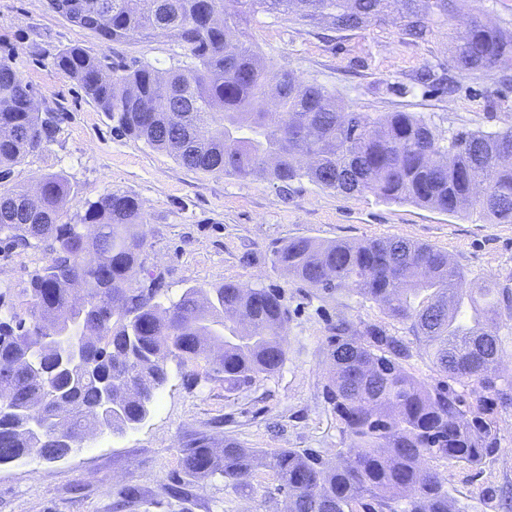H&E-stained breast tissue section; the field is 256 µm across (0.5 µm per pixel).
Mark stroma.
Returning <instances> with one entry per match:
<instances>
[{
  "label": "stroma",
  "instance_id": "1",
  "mask_svg": "<svg viewBox=\"0 0 512 512\" xmlns=\"http://www.w3.org/2000/svg\"><path fill=\"white\" fill-rule=\"evenodd\" d=\"M477 11L512 30V0H459L424 42L391 23L337 32L267 14L257 15L247 34L263 61L325 86L354 111L420 112L443 133L496 131L512 125V66L475 74L448 70V36L462 32L467 15ZM72 44L115 66L142 62L162 71L183 57L166 32L108 44L49 10L46 0H0V55L13 54L39 108L59 117L54 141L0 178V191H33L44 176H62L71 186L64 209L72 219L109 191L137 198L148 218L139 281L161 277L169 300L188 287L227 281L280 289L290 311L287 354L276 373L234 390L205 363L170 361L169 381L138 428L94 432L60 461L32 455L0 465V512H281L284 496L266 468L255 471V494L247 500L222 479L185 476L184 449L220 448L233 438L247 448H312L335 456L345 442L322 394L329 326L343 317L384 323L399 336L408 330L372 301L315 295L274 266L275 250L298 236L320 242L400 236L447 252L472 282L512 287V223H488L475 206L448 215L369 193L346 196L305 179L282 186L186 168L167 152L121 135L78 84L54 68V54ZM49 259L44 247L0 240L1 317L18 306L19 289ZM495 417L499 449L484 464L429 462L469 512H512L501 497L512 487V406L496 408Z\"/></svg>",
  "mask_w": 512,
  "mask_h": 512
}]
</instances>
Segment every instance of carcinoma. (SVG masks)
Masks as SVG:
<instances>
[{"instance_id":"carcinoma-1","label":"carcinoma","mask_w":512,"mask_h":512,"mask_svg":"<svg viewBox=\"0 0 512 512\" xmlns=\"http://www.w3.org/2000/svg\"><path fill=\"white\" fill-rule=\"evenodd\" d=\"M47 0L104 42L173 34L187 61L160 72L148 63L112 69L77 45L54 65L115 123V129L170 153L181 165L288 184L306 178L348 196L371 193L451 215L479 206L496 224L512 223V126L443 135L412 112H355L326 87L288 70L257 65L243 40L260 13L292 15L337 31L393 19L425 41L456 0ZM471 41L454 38L448 67L486 71L512 62V32L470 15ZM10 56H0V169L55 139L53 112ZM71 191L54 175L37 202L26 189L0 193V235L14 247L41 244L50 261L20 291L25 314L0 319V464L31 454L51 461L101 428L95 410L112 390L118 414L103 428L142 424L168 381L167 365L205 360L230 389L277 372L286 359L290 313L281 293L226 282L190 287L164 303L162 281L138 284L145 213L137 199L106 192L72 222ZM273 263L322 296L370 300L408 325L442 380L429 385L406 368L410 343L376 323L340 319L329 328L323 388L347 447L331 461L312 448L267 453L232 438L224 449L183 450L186 474L221 477L242 497L262 465L274 472L287 512H465L427 466L440 459L476 467L497 450L487 395L512 405V372L500 369L502 320H512V289L473 288L448 253L397 236L319 243L292 238ZM77 328L86 365L55 369L40 336ZM44 420L47 431H30Z\"/></svg>"}]
</instances>
